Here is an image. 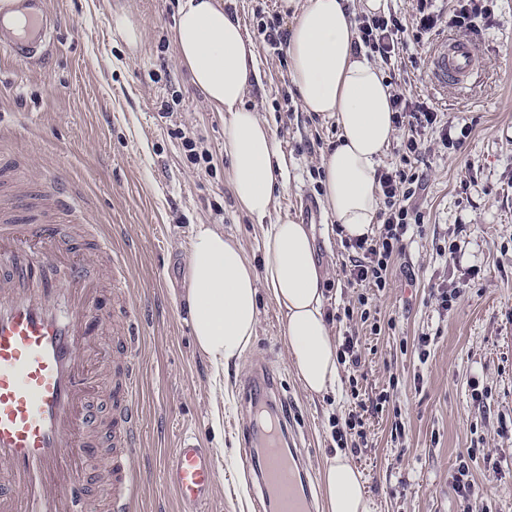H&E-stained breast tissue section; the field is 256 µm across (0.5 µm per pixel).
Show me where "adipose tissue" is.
Returning <instances> with one entry per match:
<instances>
[{"label": "adipose tissue", "mask_w": 512, "mask_h": 512, "mask_svg": "<svg viewBox=\"0 0 512 512\" xmlns=\"http://www.w3.org/2000/svg\"><path fill=\"white\" fill-rule=\"evenodd\" d=\"M384 0H280L291 15L287 41L291 81L302 111L336 120V146L322 160L324 204L343 238L373 235L382 197L377 171L396 138L391 93L380 67L355 50L358 14L374 16ZM177 60L205 102L224 114L228 184L242 212L262 226V265L240 243L210 225L190 240L187 303L197 350L215 369L238 365L259 325L268 295L283 315L286 351L304 390L321 397L341 382L326 320L323 279L311 227L270 223L276 175L287 160L248 89L259 81L257 48L238 17L219 0H181L174 26ZM323 512H377L360 470L342 450L320 467Z\"/></svg>", "instance_id": "ef3b65f1"}]
</instances>
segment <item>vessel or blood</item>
<instances>
[{
  "label": "vessel or blood",
  "instance_id": "vessel-or-blood-1",
  "mask_svg": "<svg viewBox=\"0 0 512 512\" xmlns=\"http://www.w3.org/2000/svg\"><path fill=\"white\" fill-rule=\"evenodd\" d=\"M14 15L0 12V56L43 59L54 43L57 18L47 0H13ZM429 75L439 85H466L474 69L470 41L445 39L429 56ZM46 210L66 216L69 229L37 213L30 192L0 207V512H78L86 498L82 457L100 416L90 401L89 339L110 316L121 323L112 365V445L107 512H135L141 473L135 458L140 434L141 313L126 297L122 257L87 224L82 201L54 186ZM100 257L119 303L105 310L90 275ZM67 263L64 285L46 270ZM253 441L261 492L275 512H315L311 493L296 476L294 459L282 452L276 432L256 426ZM223 465L216 451L184 435L165 469L186 512H206Z\"/></svg>",
  "mask_w": 512,
  "mask_h": 512
}]
</instances>
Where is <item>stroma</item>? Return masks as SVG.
Returning a JSON list of instances; mask_svg holds the SVG:
<instances>
[{"instance_id":"35a3bbf8","label":"stroma","mask_w":512,"mask_h":512,"mask_svg":"<svg viewBox=\"0 0 512 512\" xmlns=\"http://www.w3.org/2000/svg\"><path fill=\"white\" fill-rule=\"evenodd\" d=\"M253 36L261 83L245 103L266 118L287 160L272 218L301 221L300 204L320 200L316 175L338 135L334 119L301 111L286 49L258 34L260 23L289 31L279 0H220ZM466 0H433V29H417L419 0H385L384 12L404 25L406 46L385 62L392 87L437 112L422 152L412 159L421 188L408 205L422 217L379 291L349 283L354 249L336 234L329 213L313 225L325 309L334 338L358 331L362 362L355 371L361 399L386 391L384 408L363 411L366 444L351 458L367 480L379 512H512V0H487L477 30L456 18ZM59 19L55 46L38 64L0 61V162L32 193L58 177L85 203L128 266L129 293L141 329L140 459L137 512H182L164 467L181 433L220 454L225 477L211 512H270L243 464L257 455L239 428L252 409L242 389L253 371L276 380L271 413L288 409V439L317 471L335 443L329 419L354 410L346 390L313 397L286 352L283 316L260 300L257 336L230 374H215L196 350L182 295L189 244L197 225L234 236L260 265L262 231L240 211L227 184L224 115L212 109L180 66L173 41L177 0H49ZM141 36L128 41L126 23ZM442 38L475 45L477 80L466 91L434 84L428 58ZM178 95L169 116L160 101ZM469 124L461 149L445 148L449 125ZM198 137L210 165L192 164L175 130ZM455 254H447L448 244ZM458 290L450 309L439 295ZM366 295L380 333L342 319L344 306ZM428 336L427 361L418 358ZM467 464L474 493L454 490Z\"/></svg>"}]
</instances>
